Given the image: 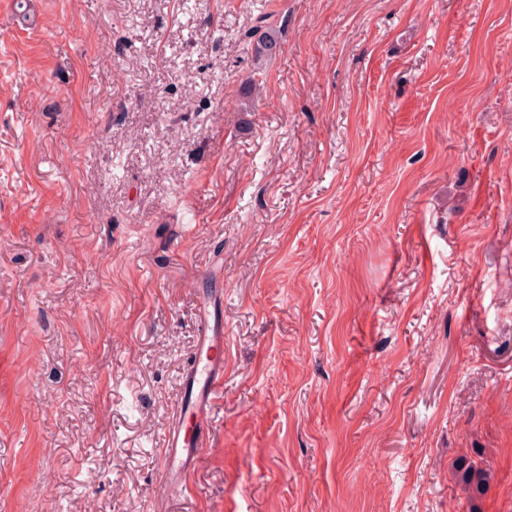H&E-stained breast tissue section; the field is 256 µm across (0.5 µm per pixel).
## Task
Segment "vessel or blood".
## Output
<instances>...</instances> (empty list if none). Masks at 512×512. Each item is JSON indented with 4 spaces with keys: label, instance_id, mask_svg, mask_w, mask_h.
Segmentation results:
<instances>
[{
    "label": "vessel or blood",
    "instance_id": "obj_1",
    "mask_svg": "<svg viewBox=\"0 0 512 512\" xmlns=\"http://www.w3.org/2000/svg\"><path fill=\"white\" fill-rule=\"evenodd\" d=\"M205 326L197 340V359L184 377L177 413L163 441L167 481L186 482L206 448L213 405L224 390V317L214 299L202 302Z\"/></svg>",
    "mask_w": 512,
    "mask_h": 512
}]
</instances>
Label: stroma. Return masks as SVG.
<instances>
[{"instance_id": "obj_1", "label": "stroma", "mask_w": 512, "mask_h": 512, "mask_svg": "<svg viewBox=\"0 0 512 512\" xmlns=\"http://www.w3.org/2000/svg\"><path fill=\"white\" fill-rule=\"evenodd\" d=\"M0 512H512V0H0ZM253 44V51L255 61L257 65H263V63L276 54L278 41L274 37L273 31H265L263 35H260L257 39L251 40ZM205 326L197 340V359L184 377L173 421L166 429L163 473L167 482L179 486L196 469L206 448L213 405L224 391V317L216 299L202 301Z\"/></svg>"}]
</instances>
